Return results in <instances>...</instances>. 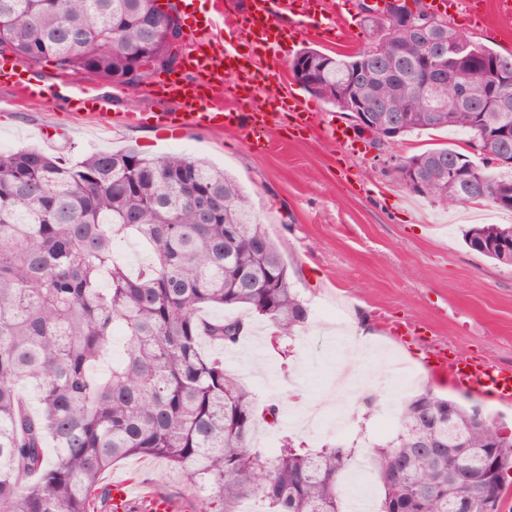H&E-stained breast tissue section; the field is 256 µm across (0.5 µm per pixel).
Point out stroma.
I'll list each match as a JSON object with an SVG mask.
<instances>
[{
  "instance_id": "obj_1",
  "label": "stroma",
  "mask_w": 512,
  "mask_h": 512,
  "mask_svg": "<svg viewBox=\"0 0 512 512\" xmlns=\"http://www.w3.org/2000/svg\"><path fill=\"white\" fill-rule=\"evenodd\" d=\"M359 2L333 0L345 37L332 43L308 36L286 41L281 56L292 59L305 47L330 54L366 47L369 28ZM33 72L44 87L42 101H26L18 90L0 85V143L7 148H37L70 162L96 150L134 147L153 156L183 150L224 168L249 193L284 255L309 319L288 356L280 355L271 327L258 319L254 341L226 360L260 404H281L285 434L310 448L384 442L396 432L402 399L424 386L479 406L512 437V407L458 385L426 362L435 342L452 358L512 365V267L474 253L462 237L473 224H512L511 213L486 202L444 205L411 194L364 139L356 140L353 152L342 153L325 125L347 128L350 118L295 82L289 90L321 113L323 124L299 137L274 129L272 149L258 153L233 129L169 136L148 124L80 126L75 111L54 104L64 84L109 98L115 113L173 112L177 106L147 87L120 89L91 75L68 80L49 62L35 65ZM50 126L67 129V136L46 142L43 134ZM469 139L460 130H426L386 146L384 156L444 145L460 150ZM354 323L374 333L377 345L357 353L348 349ZM390 323L405 324L409 334L393 336L386 329ZM368 394L375 396L377 408L367 418L362 398ZM124 478L135 479L148 493L180 496L188 512L204 508L186 476L163 460H124L101 482Z\"/></svg>"
}]
</instances>
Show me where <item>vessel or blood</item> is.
Instances as JSON below:
<instances>
[{
  "mask_svg": "<svg viewBox=\"0 0 512 512\" xmlns=\"http://www.w3.org/2000/svg\"><path fill=\"white\" fill-rule=\"evenodd\" d=\"M440 6L444 14L464 18L471 27L484 26L491 7L500 17L512 19V0H495L491 6L485 0H441ZM245 17L240 43L249 45L246 54L239 51V43L213 36L216 20L194 28V36L207 53L201 59L187 58L181 71L159 85V93L177 101L179 109L154 113L155 126L180 132L233 127L243 132L248 146L261 151L273 127L300 130L319 124L320 113L308 111L287 91L285 61L278 52L282 42L309 32L326 41L342 37L340 24L330 15L325 0H248ZM0 83L22 90L28 100L42 99L31 71L20 62L0 64ZM220 93L235 102L236 111H212L210 102ZM428 355L436 367H453L457 380L472 391L512 403L511 365H493L467 356L452 360L442 345L432 346ZM108 491L109 512H130L135 492L131 482H112Z\"/></svg>",
  "mask_w": 512,
  "mask_h": 512,
  "instance_id": "obj_1",
  "label": "vessel or blood"
}]
</instances>
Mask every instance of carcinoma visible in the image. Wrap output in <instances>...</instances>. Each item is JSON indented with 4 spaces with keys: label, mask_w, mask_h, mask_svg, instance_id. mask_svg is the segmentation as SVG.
Returning <instances> with one entry per match:
<instances>
[{
    "label": "carcinoma",
    "mask_w": 512,
    "mask_h": 512,
    "mask_svg": "<svg viewBox=\"0 0 512 512\" xmlns=\"http://www.w3.org/2000/svg\"><path fill=\"white\" fill-rule=\"evenodd\" d=\"M175 22L158 0H0V56L34 65L50 62L73 78L94 74L115 87H134V54L169 61ZM402 55L374 74L382 94L410 84L428 37L393 29ZM299 54L325 63L323 80L337 85L349 69L366 67L364 51ZM503 55L476 42L470 62L435 85L454 100L501 78L490 67ZM399 136L459 128L472 139L491 119L512 126V111L443 112L419 96ZM461 158L471 179L450 181L432 163ZM420 166L410 192L433 202L486 201L493 187L512 186V165L479 161L443 146L398 158ZM238 232L224 242V225ZM477 233L512 239V225L485 224ZM147 251L129 271L122 246ZM259 288H242V271ZM282 338L304 329L308 309L292 288L288 266L252 211L237 181L183 154L152 158L134 150L99 151L67 163L37 150H0V512H107L100 476L133 456L161 459L184 471L212 512H343L344 473L357 458L376 473L372 512L398 503L405 512H453L448 483L425 442L448 447L468 439L483 448L499 432L493 419H471L453 403L455 422H437L450 400L431 391L404 401L399 429L384 444L311 449L290 437L274 454L253 450L258 404L222 352L238 347L253 317ZM36 386L32 407L21 386ZM55 449L46 453L47 445Z\"/></svg>",
    "instance_id": "1"
}]
</instances>
